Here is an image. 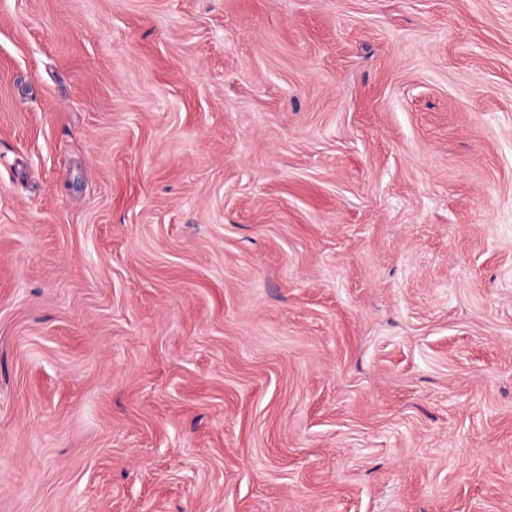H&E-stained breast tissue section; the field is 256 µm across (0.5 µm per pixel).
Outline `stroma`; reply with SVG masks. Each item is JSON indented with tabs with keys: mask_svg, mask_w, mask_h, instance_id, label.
<instances>
[{
	"mask_svg": "<svg viewBox=\"0 0 512 512\" xmlns=\"http://www.w3.org/2000/svg\"><path fill=\"white\" fill-rule=\"evenodd\" d=\"M0 512H512V0H0Z\"/></svg>",
	"mask_w": 512,
	"mask_h": 512,
	"instance_id": "obj_1",
	"label": "stroma"
}]
</instances>
